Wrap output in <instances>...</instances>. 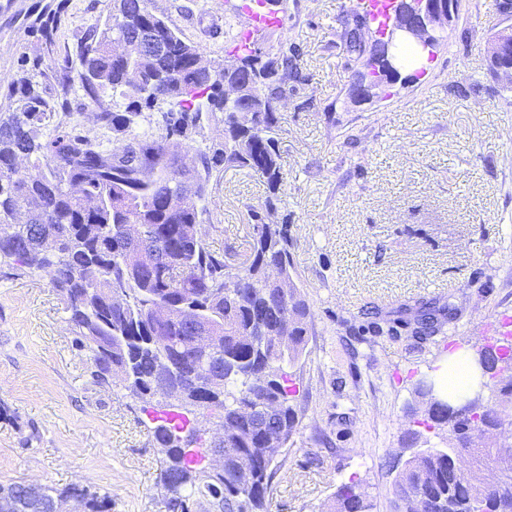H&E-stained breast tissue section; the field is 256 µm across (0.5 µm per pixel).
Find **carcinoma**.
<instances>
[{
    "label": "carcinoma",
    "mask_w": 512,
    "mask_h": 512,
    "mask_svg": "<svg viewBox=\"0 0 512 512\" xmlns=\"http://www.w3.org/2000/svg\"><path fill=\"white\" fill-rule=\"evenodd\" d=\"M148 3L112 0V23L87 31L77 46L82 87L99 107L97 118L112 128L116 146L106 149L62 126L53 139L41 140L45 122L71 106L68 67L49 70L37 57L35 73L7 87L0 102V266L19 276L46 274L65 303L75 344L91 353L93 375L147 404L158 395L153 386L158 368L164 359L179 356L177 344L155 347L153 337L190 335L178 323L153 318L152 309L185 305L194 311L211 350L172 375L182 381L193 373L203 383L170 404L171 417L153 431L162 454L160 483H176L164 507L191 512L193 503L204 500L211 512H266L277 472L268 434H280L278 447L286 448L298 422L293 380L284 366L300 359L308 336V307L294 281L288 223L267 221L285 180L276 139L283 117L245 83L239 96L225 97L231 79L226 68L197 67L198 48L185 43L174 24ZM56 14L48 6L33 22L47 47L55 41ZM142 38L155 46L145 62ZM227 55L241 64L238 79L261 75L275 93L281 75L298 72L300 49L281 43L275 53L265 54L257 41L235 38ZM398 76L386 68L369 72L379 97ZM108 90L115 96L110 104L103 100ZM152 109L161 119L152 131L138 133L143 111ZM217 120L224 124L223 140L197 149L190 173H184L171 140L203 137ZM20 159L27 161L22 169L16 165ZM222 168L259 176L268 189L262 210L249 207L252 241L240 265L211 250L200 232L209 184ZM21 212L27 217L23 223L16 221ZM129 224L141 229L144 249L136 254L125 241ZM272 269L291 285L286 300L269 278ZM118 293L125 306L116 309L112 299ZM476 362L489 382L474 399L470 420L430 402L422 424L448 431V447L416 451L398 467L396 487L423 488L432 512H468L475 498L495 510V496L480 470L462 480L456 472L462 470L463 450L470 451L471 463L480 464L494 457L493 449L512 447L511 422H486L512 399V341L494 339ZM262 365L274 371L264 390L256 387ZM263 398L277 403L266 428L242 415L244 406ZM206 411L219 412L224 447L234 452L233 466L222 474L202 472L207 449L216 445L198 434L197 416ZM476 431L492 437V443L472 447ZM237 466L251 471L250 485L236 482ZM46 491L62 503L80 493L83 512L112 509L109 495L86 486ZM372 508L360 482L351 479L337 487L327 512Z\"/></svg>",
    "instance_id": "cac0c4a2"
}]
</instances>
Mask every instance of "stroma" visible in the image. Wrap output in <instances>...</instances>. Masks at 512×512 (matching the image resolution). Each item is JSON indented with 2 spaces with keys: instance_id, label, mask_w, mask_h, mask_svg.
Instances as JSON below:
<instances>
[{
  "instance_id": "35a3bbf8",
  "label": "stroma",
  "mask_w": 512,
  "mask_h": 512,
  "mask_svg": "<svg viewBox=\"0 0 512 512\" xmlns=\"http://www.w3.org/2000/svg\"><path fill=\"white\" fill-rule=\"evenodd\" d=\"M42 0H0V84L24 60L68 61L90 27L112 19V0H66L53 47L22 23ZM226 0H150L208 65L221 66L245 15ZM361 0H282L279 28L262 48L294 42L306 77L280 105L283 194L309 308L308 343L293 367L298 424L276 458L269 512H320L337 486L359 479L372 512H393L394 458L409 457L416 393L449 353L476 352L486 329L512 315V90L489 69L484 45L502 27L495 0H459L447 43L413 79L404 67L388 98L355 106L346 96L342 24ZM70 116L111 146L80 82ZM268 194L258 178L215 174L201 226L213 250H245L248 209ZM440 308L419 334L420 304ZM64 304L43 275L0 271V483L91 486L112 512H164L160 455L140 402L91 378Z\"/></svg>"
}]
</instances>
